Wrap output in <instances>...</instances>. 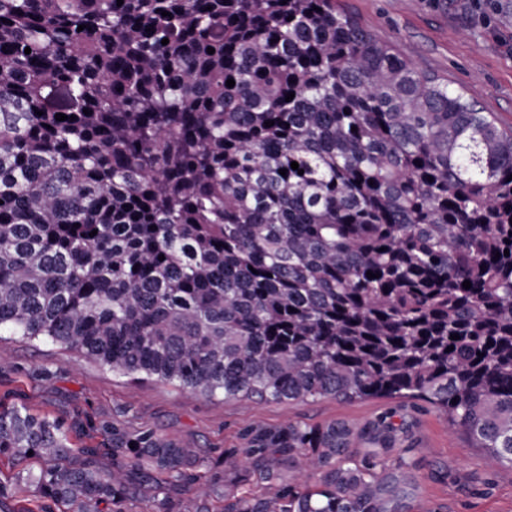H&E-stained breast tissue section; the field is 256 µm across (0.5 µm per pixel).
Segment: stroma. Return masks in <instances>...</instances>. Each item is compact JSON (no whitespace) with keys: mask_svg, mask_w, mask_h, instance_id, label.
<instances>
[{"mask_svg":"<svg viewBox=\"0 0 512 512\" xmlns=\"http://www.w3.org/2000/svg\"><path fill=\"white\" fill-rule=\"evenodd\" d=\"M346 9L419 69L463 87L485 111L512 124V0H343ZM45 369L53 379L32 373ZM51 415L115 417L150 425L198 448L201 456L230 447L249 423L277 426L387 413L414 422L402 452L417 467L422 489L415 512H512V468L492 466L484 449L426 405L386 398L339 401L239 402L209 399L152 381L134 382L60 346L0 336V393Z\"/></svg>","mask_w":512,"mask_h":512,"instance_id":"obj_1","label":"stroma"}]
</instances>
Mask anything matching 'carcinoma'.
<instances>
[{
	"instance_id": "obj_1",
	"label": "carcinoma",
	"mask_w": 512,
	"mask_h": 512,
	"mask_svg": "<svg viewBox=\"0 0 512 512\" xmlns=\"http://www.w3.org/2000/svg\"><path fill=\"white\" fill-rule=\"evenodd\" d=\"M2 330L208 398L426 402L512 467V125L337 0H0ZM411 427L206 461L1 400L0 512H412Z\"/></svg>"
}]
</instances>
